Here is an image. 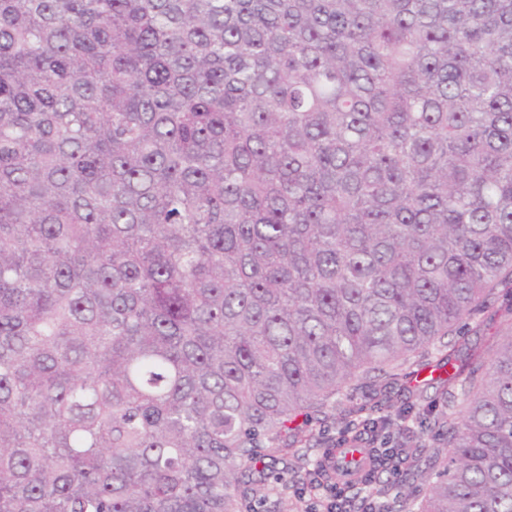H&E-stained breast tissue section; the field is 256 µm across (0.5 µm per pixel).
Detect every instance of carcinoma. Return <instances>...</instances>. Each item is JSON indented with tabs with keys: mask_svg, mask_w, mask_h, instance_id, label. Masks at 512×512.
<instances>
[{
	"mask_svg": "<svg viewBox=\"0 0 512 512\" xmlns=\"http://www.w3.org/2000/svg\"><path fill=\"white\" fill-rule=\"evenodd\" d=\"M500 288L512 0H0V512H251L288 454L284 492L377 475L378 430L323 473L302 426L448 365L462 417L395 503L512 512V305L489 363L446 340Z\"/></svg>",
	"mask_w": 512,
	"mask_h": 512,
	"instance_id": "carcinoma-1",
	"label": "carcinoma"
}]
</instances>
